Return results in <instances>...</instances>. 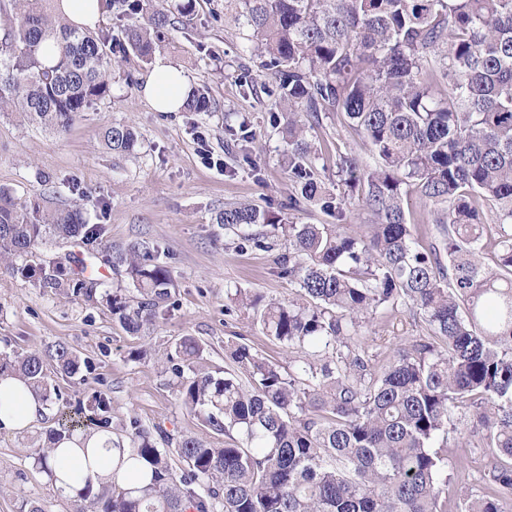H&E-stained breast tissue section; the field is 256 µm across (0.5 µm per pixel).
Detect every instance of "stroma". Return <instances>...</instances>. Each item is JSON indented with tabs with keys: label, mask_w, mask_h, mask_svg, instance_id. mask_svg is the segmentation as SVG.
Here are the masks:
<instances>
[{
	"label": "stroma",
	"mask_w": 512,
	"mask_h": 512,
	"mask_svg": "<svg viewBox=\"0 0 512 512\" xmlns=\"http://www.w3.org/2000/svg\"><path fill=\"white\" fill-rule=\"evenodd\" d=\"M191 25L170 30L155 60L179 67L190 84L206 85L211 111L157 112L141 89L152 70L137 57L114 55L111 92L62 133L36 129L12 115L0 116V188L22 200L45 193L54 204L78 201L88 223L105 228L103 246L88 253L68 243L42 250V259L69 255L93 271L91 291L45 292L20 276L0 271V354L36 351L64 343L88 360L85 376L67 377L48 367L60 400L101 394L113 423L137 418L143 427L162 426L173 437L192 435L223 442L205 428L168 385L162 360L168 345L192 336L205 347L208 371L222 374L225 351L247 343L280 365L291 355L254 326L247 314L225 309L227 288H251L268 300L295 297L274 255L235 247L234 235L215 215L229 203L248 202L289 216L299 224H330L320 208L288 209V151L279 123L287 107L270 96L275 79L250 49L244 31L224 13V0H195ZM133 126L140 148L118 159L105 147L102 130L112 122ZM245 125L248 140L229 135ZM323 157L318 175L336 184V158L358 146L330 118L311 133ZM141 242L158 246L173 277L160 315L139 334L128 333L109 306L112 297L133 303L139 293L123 268L112 267L107 250ZM422 324L406 306L381 310L363 332L375 364H384L400 339L421 334ZM144 351L141 359L131 358ZM48 406L26 429L0 432V512H20L23 502L44 512H73L74 503L36 469L29 450L52 426Z\"/></svg>",
	"instance_id": "35a3bbf8"
}]
</instances>
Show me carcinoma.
I'll use <instances>...</instances> for the list:
<instances>
[{
    "label": "carcinoma",
    "instance_id": "1",
    "mask_svg": "<svg viewBox=\"0 0 512 512\" xmlns=\"http://www.w3.org/2000/svg\"><path fill=\"white\" fill-rule=\"evenodd\" d=\"M107 2L125 20L116 35L72 23L55 0H0L1 113L67 130L109 95L114 46L147 62L165 31L194 15V0L179 6V21L156 0ZM224 11L249 32L288 105V207L319 201L336 223L224 206L216 223L242 249L282 246L278 274L299 288L277 302L242 288L226 298L294 357L285 368L240 343L215 376L203 344L183 338L164 372L224 445L175 440L133 418L126 438L105 440L94 455L112 452V480L95 485L78 468L68 475L74 512H448V447L488 449L481 495L457 510L512 512V0H224ZM211 108L207 90L191 88L183 110ZM323 115L375 160L339 156L334 196L313 178L321 152L307 136ZM103 138L115 156L137 154L127 124ZM413 194L439 233L426 246L407 222ZM485 200L497 206L490 218ZM356 212L368 215L365 224L353 223ZM102 233L75 205L51 207L41 193L18 201L0 189V264L35 288L88 289L83 271L35 257L49 240L89 246ZM159 257L140 243L112 255L142 294L135 306L110 301L132 334L169 296L172 273ZM402 302L432 335L405 339L378 366L361 330ZM49 361L68 377L88 368L58 343L1 357L0 378L20 379L48 403ZM461 409L472 414L470 430L453 422ZM111 427L104 396L69 402L34 446L33 466L53 481L54 449ZM158 437L175 447H158Z\"/></svg>",
    "mask_w": 512,
    "mask_h": 512
}]
</instances>
